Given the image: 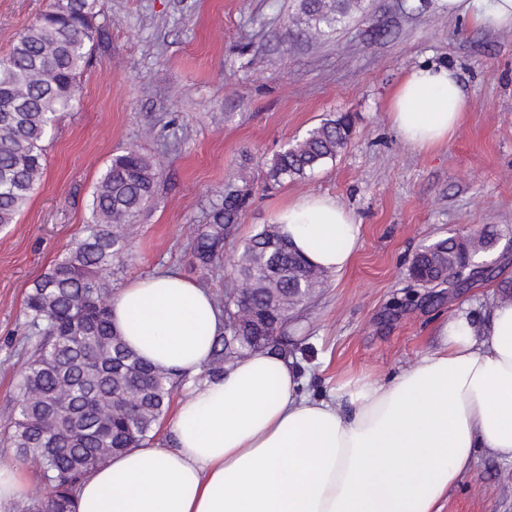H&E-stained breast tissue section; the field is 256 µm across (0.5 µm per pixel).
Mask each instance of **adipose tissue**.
Masks as SVG:
<instances>
[{"instance_id": "ef3b65f1", "label": "adipose tissue", "mask_w": 512, "mask_h": 512, "mask_svg": "<svg viewBox=\"0 0 512 512\" xmlns=\"http://www.w3.org/2000/svg\"><path fill=\"white\" fill-rule=\"evenodd\" d=\"M474 27L512 30V0H440ZM469 101L444 66L411 67L387 116L408 146L448 143ZM311 265L343 271L362 226L335 197L304 193L275 215ZM112 327L145 361L182 376L208 364L224 316L209 290L177 273L113 295ZM392 381L351 379L305 395L301 365L268 348L191 389L169 424L171 445L112 457L76 487L75 512H444L477 451L512 462V301L486 324L468 310L437 330Z\"/></svg>"}]
</instances>
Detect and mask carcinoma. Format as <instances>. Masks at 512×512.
Segmentation results:
<instances>
[{
	"mask_svg": "<svg viewBox=\"0 0 512 512\" xmlns=\"http://www.w3.org/2000/svg\"><path fill=\"white\" fill-rule=\"evenodd\" d=\"M295 25L324 37L346 24L364 0H297ZM101 0H52L49 9L15 36L0 55V225L26 207L45 169V142L60 113L76 101L79 80L100 34ZM348 115L329 118L277 153L269 166L275 182L301 180L336 158L351 139ZM155 163L136 149L112 157L90 204V221L63 257L36 280L24 300L35 342L18 397L9 412L6 440L16 455L39 469L33 512H73L78 482L108 456L136 448L155 435L179 379L143 360L112 329V276L130 250L126 229L155 195ZM250 201L244 186L225 185L190 245L202 270H210L224 241L236 231ZM475 248L453 236L423 246L409 276L435 288L468 275ZM326 279L264 224L244 243L234 268L240 291L224 293L228 317L247 311L231 339H215L208 380L248 351L277 342L292 312ZM138 394L133 406L127 390Z\"/></svg>",
	"mask_w": 512,
	"mask_h": 512,
	"instance_id": "carcinoma-1",
	"label": "carcinoma"
}]
</instances>
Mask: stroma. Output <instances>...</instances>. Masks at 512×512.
Returning <instances> with one entry per match:
<instances>
[{
	"instance_id": "1",
	"label": "stroma",
	"mask_w": 512,
	"mask_h": 512,
	"mask_svg": "<svg viewBox=\"0 0 512 512\" xmlns=\"http://www.w3.org/2000/svg\"><path fill=\"white\" fill-rule=\"evenodd\" d=\"M365 0L336 34L298 35L295 0H102L101 31L62 113L44 175L16 223L0 226V425L34 341L23 315L34 280L80 236L94 187L113 155L150 156L157 192L138 216L131 257L113 289L173 270L223 300L231 260L288 199L336 197L362 224L352 264L288 319L306 394L352 378L391 381L432 350L437 327L469 306L487 318L512 279V31H484L437 0ZM50 0H0V53ZM451 67L470 100L448 144L405 145L387 118L401 77L421 63ZM352 115L347 147L301 181L268 178L273 156L324 119ZM252 197L211 270L189 244L228 180ZM498 225L486 261L495 278L425 288L409 276L418 248L453 232ZM446 512H512V463L479 455Z\"/></svg>"
}]
</instances>
